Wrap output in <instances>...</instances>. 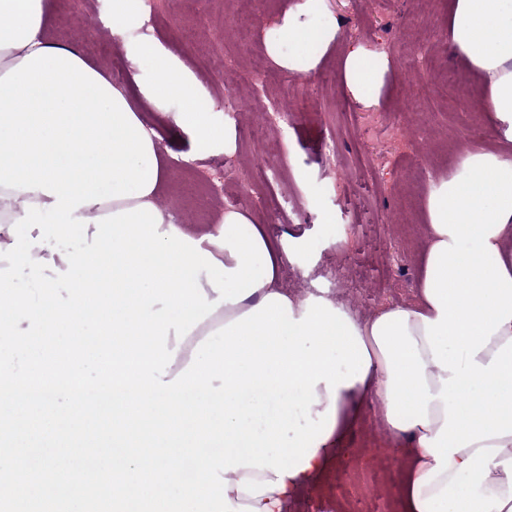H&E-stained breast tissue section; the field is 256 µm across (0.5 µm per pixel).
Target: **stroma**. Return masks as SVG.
<instances>
[{
	"instance_id": "stroma-1",
	"label": "stroma",
	"mask_w": 512,
	"mask_h": 512,
	"mask_svg": "<svg viewBox=\"0 0 512 512\" xmlns=\"http://www.w3.org/2000/svg\"><path fill=\"white\" fill-rule=\"evenodd\" d=\"M288 0H156L153 14L124 26L112 0H45L55 40L75 44L85 57L118 74L148 122L179 159L171 165L160 206L190 231L206 230L233 207L254 216L288 254L281 282L297 299L323 296L362 320L383 305L410 300L417 288L423 245L425 190L448 175L467 151H494L498 141L480 97L449 106L437 81L458 68L445 35L451 0H334L346 38L390 57L414 52L411 67H392L388 95L366 111L341 84L336 58L308 77L276 67L263 45V29ZM81 19L79 38L59 27L64 14ZM256 23L248 39L231 31L234 17ZM157 45L212 100L215 125L233 135L231 151L194 152L193 137L174 125L181 98L153 104L142 94L156 80L141 68L137 49ZM271 70L269 84L256 81ZM289 113L290 124L269 126L264 114ZM265 156L277 177H251L250 158Z\"/></svg>"
}]
</instances>
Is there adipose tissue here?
Masks as SVG:
<instances>
[{
    "mask_svg": "<svg viewBox=\"0 0 512 512\" xmlns=\"http://www.w3.org/2000/svg\"><path fill=\"white\" fill-rule=\"evenodd\" d=\"M263 44L302 76L337 51L345 92L380 107L391 60L345 39L329 0H294ZM448 47L477 76L501 147L429 183L413 300L359 322L331 300L291 298L287 247L249 213L224 210L200 233L175 224L158 203L173 157L162 135L100 65L53 41L44 0H0V256L37 250L35 266L72 285L64 299L42 279L1 297L0 334L22 352L27 334L98 313L80 289L119 291L113 335L155 338L138 380L174 411L168 445L223 447L189 462L222 512H274L326 469L374 399L407 461L401 512H512V0H454ZM139 60L156 74L147 99L184 100L174 122L197 150L223 138L185 72L150 44ZM47 224L100 246L62 252Z\"/></svg>",
    "mask_w": 512,
    "mask_h": 512,
    "instance_id": "ef3b65f1",
    "label": "adipose tissue"
}]
</instances>
